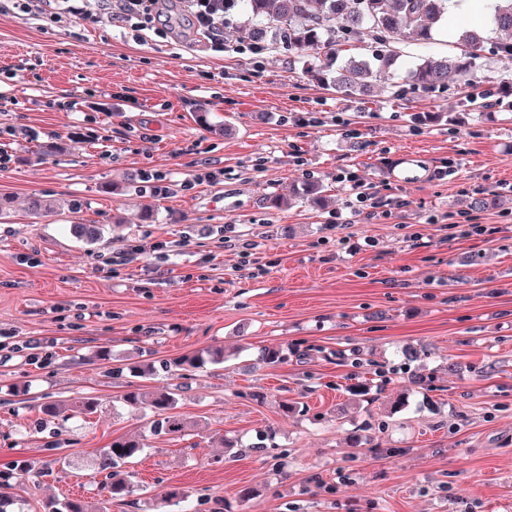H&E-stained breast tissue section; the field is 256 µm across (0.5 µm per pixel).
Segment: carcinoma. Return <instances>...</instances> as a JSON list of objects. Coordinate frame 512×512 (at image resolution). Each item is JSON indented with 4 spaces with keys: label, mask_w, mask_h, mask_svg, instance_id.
Here are the masks:
<instances>
[{
    "label": "carcinoma",
    "mask_w": 512,
    "mask_h": 512,
    "mask_svg": "<svg viewBox=\"0 0 512 512\" xmlns=\"http://www.w3.org/2000/svg\"><path fill=\"white\" fill-rule=\"evenodd\" d=\"M245 6V20L240 27L243 40L275 43L283 40L288 48L307 58L306 72L316 81L341 92L364 94L371 79L388 73L401 58L394 48L396 40L407 37L421 47H428L442 24L448 18V0H241ZM365 44L359 52L347 53L343 46L350 41ZM460 53L438 55L425 53L397 76L394 93L404 95L409 91L435 93L448 88L451 79L458 81L463 95V106L468 113L482 108L481 95L477 93L478 81L474 76L476 62L493 46L499 58L512 61V0H496L494 10L481 27L462 26L457 32ZM307 200L316 205L325 201L321 187L313 182L292 197L285 199L278 194L265 198V205L282 209ZM465 209L483 211L500 205V199L491 194H476L463 200ZM75 233L93 244L101 236L95 224H75ZM154 350L138 353L140 360L128 364L135 378L149 379L161 368L179 378L198 372L205 364L222 365L224 349L212 348L206 356L184 355L156 362ZM301 358L299 344L285 349L267 346L258 348V360L266 364H282L289 357ZM179 388L146 390L131 381L123 394V403L131 409H148L156 416L155 427L174 438L188 432V423L175 412ZM94 397L80 396L68 400H54L42 405V420L53 422L67 420L97 411ZM146 444L136 439L116 438L99 449L94 467L96 473L105 475L104 497L90 505L82 498H66L61 502L45 505V512H109L110 504L135 492L133 472L129 466L144 453ZM29 466L0 469V512H24L19 499L11 489L25 480ZM161 512H196V505L189 496L176 489L167 488L159 493Z\"/></svg>",
    "instance_id": "1"
}]
</instances>
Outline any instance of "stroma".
<instances>
[{
  "label": "stroma",
  "instance_id": "35a3bbf8",
  "mask_svg": "<svg viewBox=\"0 0 512 512\" xmlns=\"http://www.w3.org/2000/svg\"><path fill=\"white\" fill-rule=\"evenodd\" d=\"M305 68L283 44L222 55L192 33L136 40L0 0V148L12 156L0 171L11 203L0 219V466L38 470L15 489L24 512L98 501L105 477L92 462L119 437L147 448L138 491L110 512H156L169 487L228 512H512V112L493 106L512 63L484 52L477 77L493 111L461 124L456 89L365 102ZM417 112L448 118L417 124ZM402 153L422 157L421 183L391 179ZM345 169L371 189L372 216L351 212ZM150 170L172 181L168 194L144 183ZM206 171L215 179L194 184ZM306 181L324 186L328 208L263 207ZM477 191L502 204L475 215L488 233L467 237L458 202ZM32 196L63 207L30 214ZM78 223L101 225V241L77 239ZM228 236L260 242L262 275L236 271ZM131 244L145 254L107 271ZM296 342L303 362L255 365L258 347ZM407 344L434 369L430 390L376 378ZM144 345L160 360L224 350V365L179 393L189 436L153 434L121 401L128 378L116 370ZM104 346L111 360H98ZM359 375L371 380L364 399L349 392ZM403 392L408 407L388 414ZM78 396L96 397L97 412L42 424V403ZM286 399L305 414L283 416ZM266 429L279 458L248 448ZM349 431L374 454L350 458ZM246 487L256 497L243 504Z\"/></svg>",
  "mask_w": 512,
  "mask_h": 512
}]
</instances>
